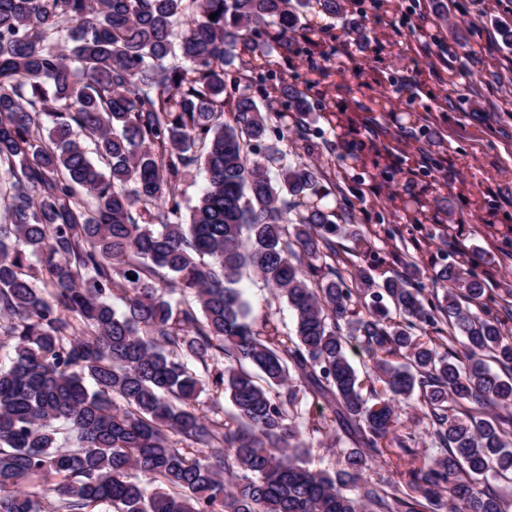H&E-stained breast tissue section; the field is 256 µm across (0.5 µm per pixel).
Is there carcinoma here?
<instances>
[{
	"label": "carcinoma",
	"mask_w": 512,
	"mask_h": 512,
	"mask_svg": "<svg viewBox=\"0 0 512 512\" xmlns=\"http://www.w3.org/2000/svg\"><path fill=\"white\" fill-rule=\"evenodd\" d=\"M314 6L343 9L0 0V512H507L490 479L512 481V287L464 261L431 278L441 297L415 264L377 279L352 201L326 203L304 162L325 107L274 69L316 44ZM338 238L361 260L348 278ZM247 273L287 300L293 334L256 327ZM413 396L437 458L363 479L412 452ZM310 398L332 423L305 421ZM338 425L355 447L310 469Z\"/></svg>",
	"instance_id": "obj_1"
}]
</instances>
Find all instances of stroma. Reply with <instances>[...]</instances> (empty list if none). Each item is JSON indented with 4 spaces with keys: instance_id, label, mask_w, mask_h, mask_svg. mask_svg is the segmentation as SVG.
Masks as SVG:
<instances>
[{
    "instance_id": "1",
    "label": "stroma",
    "mask_w": 512,
    "mask_h": 512,
    "mask_svg": "<svg viewBox=\"0 0 512 512\" xmlns=\"http://www.w3.org/2000/svg\"><path fill=\"white\" fill-rule=\"evenodd\" d=\"M504 19L512 21V0H392L382 15L373 0H344L336 18L307 12L317 47L277 60L292 81L309 78L311 63L328 69L309 93L330 107L314 158L326 187L353 201V222L381 258L377 276L413 261L430 277L466 254L492 291L512 283V241L490 232L512 225V48L497 30ZM361 142L390 156L395 179L332 161ZM462 180L474 193L458 191ZM404 188L430 201L432 223L412 224L389 207V194ZM240 286L255 314L292 330V310L263 281L251 275Z\"/></svg>"
}]
</instances>
